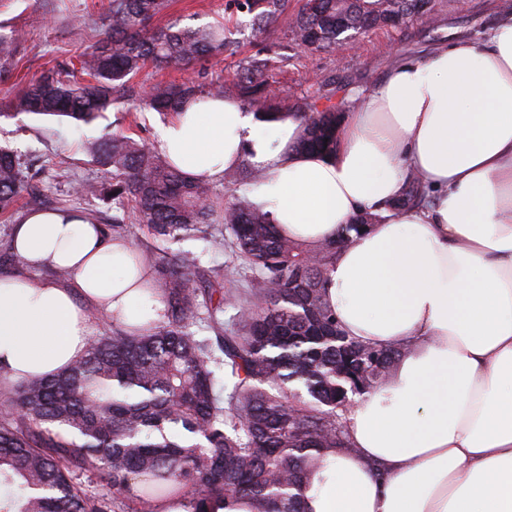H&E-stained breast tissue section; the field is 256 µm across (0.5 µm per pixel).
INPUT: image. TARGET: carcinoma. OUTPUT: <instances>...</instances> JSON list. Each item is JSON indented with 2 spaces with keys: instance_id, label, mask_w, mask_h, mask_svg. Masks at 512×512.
I'll list each match as a JSON object with an SVG mask.
<instances>
[{
  "instance_id": "1",
  "label": "carcinoma",
  "mask_w": 512,
  "mask_h": 512,
  "mask_svg": "<svg viewBox=\"0 0 512 512\" xmlns=\"http://www.w3.org/2000/svg\"><path fill=\"white\" fill-rule=\"evenodd\" d=\"M428 0H319L303 7L290 32L296 47L335 50L347 32L396 16L427 14ZM169 0H110L105 36L80 55L79 67L44 72L13 99L0 102V119L20 114L66 118L89 125L133 96L132 81L152 67L184 68L219 56L234 44L222 24L153 25ZM251 17L255 33L275 30L288 0H232ZM23 40L19 29L0 33V80L9 78ZM267 60L250 56L232 77L209 86L191 79L158 84L139 98L143 112L174 113L192 99L237 95L264 117L279 110ZM301 151L336 150L341 113L309 106ZM105 169L100 182L78 195L112 201L115 228L125 214L146 224L157 245L152 287L166 305L164 322L140 333L113 326L86 353L49 378L0 380V485L20 487L0 497V512H144L149 499L181 495L193 512L226 498L248 497L257 512H304L302 479L324 452L344 445L339 422L349 394L375 391L398 351L361 345L345 336L324 298V282L342 234L312 251L280 234L270 213L240 196L224 208L208 202L203 180L182 174L142 140L114 132L89 147ZM30 188L17 153L0 145V215ZM425 200L417 178L403 205ZM262 276L256 300L241 306L244 332L224 329V307L237 300L224 268L204 269L190 252L166 243L184 238L224 246ZM197 324L209 332L190 331ZM307 394L310 400L302 399ZM106 472L112 496L91 489Z\"/></svg>"
}]
</instances>
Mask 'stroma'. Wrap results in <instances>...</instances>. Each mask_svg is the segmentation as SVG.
I'll use <instances>...</instances> for the list:
<instances>
[{"instance_id":"obj_1","label":"stroma","mask_w":512,"mask_h":512,"mask_svg":"<svg viewBox=\"0 0 512 512\" xmlns=\"http://www.w3.org/2000/svg\"><path fill=\"white\" fill-rule=\"evenodd\" d=\"M109 0H0V29H23L26 40L17 49L12 77L0 83V98L15 95L47 69L69 63L89 45L102 38ZM227 0H172L165 16L182 26H201L226 17ZM301 0H289L277 32L253 37L247 17H240V46L236 54L200 60L184 69L141 74L134 81L143 92L155 81L185 78L208 84L217 72L234 71L239 58L262 53L269 58L285 98L281 111L301 112L310 104H336L349 108L383 81L401 59L416 56L438 45L461 39L484 40L496 16L512 12V0H430L429 20L414 19L396 27L377 28L345 41L339 49L301 53L287 35ZM166 119L155 112H139L132 105L110 110L92 124L75 127L21 115L0 122V145L17 148L32 182L41 191V206L68 208L104 226L112 224V206L94 197L76 195L84 181L101 180L99 167L87 151L105 133L135 131L137 138L155 144L157 128ZM184 250L200 256L205 267L227 268L230 283L241 298L260 287L249 263L232 255L231 248H218L200 239L182 241Z\"/></svg>"}]
</instances>
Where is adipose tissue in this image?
I'll return each mask as SVG.
<instances>
[{
  "label": "adipose tissue",
  "instance_id": "obj_1",
  "mask_svg": "<svg viewBox=\"0 0 512 512\" xmlns=\"http://www.w3.org/2000/svg\"><path fill=\"white\" fill-rule=\"evenodd\" d=\"M300 116L263 120L235 98L199 99L157 131L185 176L242 163L252 191L307 249L363 214L325 283L338 327L398 349L377 389L344 415L346 447L302 484L304 512H512V14L486 41L393 67L345 112L333 155L298 152ZM426 208L400 206L409 177ZM21 271L0 275V377L55 374L81 357L90 311L127 329L163 321L151 264L79 211L13 230ZM63 268L68 286L39 278Z\"/></svg>",
  "mask_w": 512,
  "mask_h": 512
}]
</instances>
